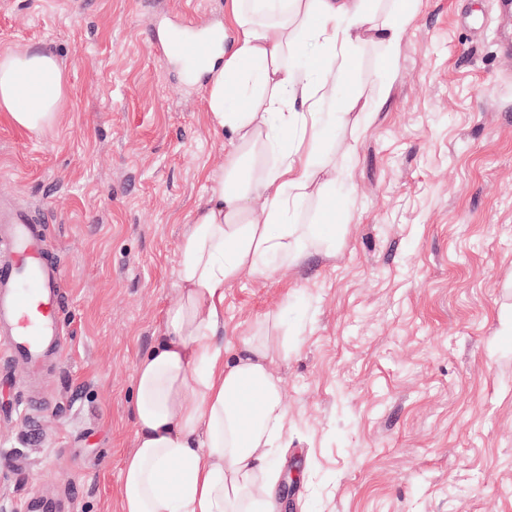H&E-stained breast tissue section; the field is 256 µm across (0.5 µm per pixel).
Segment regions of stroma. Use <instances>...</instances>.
Instances as JSON below:
<instances>
[{"mask_svg": "<svg viewBox=\"0 0 512 512\" xmlns=\"http://www.w3.org/2000/svg\"><path fill=\"white\" fill-rule=\"evenodd\" d=\"M420 0L399 54L347 70L376 112L337 130L336 249L224 290V344L281 315L297 512H512V16ZM225 0H0V50L51 49L70 102L36 135L0 114V209L26 207L64 269L59 360L0 364V512H120L135 365L178 298L174 270L228 140L163 29ZM389 66L386 89L374 81Z\"/></svg>", "mask_w": 512, "mask_h": 512, "instance_id": "obj_1", "label": "stroma"}]
</instances>
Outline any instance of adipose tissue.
<instances>
[{"instance_id":"adipose-tissue-1","label":"adipose tissue","mask_w":512,"mask_h":512,"mask_svg":"<svg viewBox=\"0 0 512 512\" xmlns=\"http://www.w3.org/2000/svg\"><path fill=\"white\" fill-rule=\"evenodd\" d=\"M418 0H227L232 47L215 41L202 68L207 117L228 132L219 171L185 232L179 292L135 367L134 449L120 470L121 512H263L275 505V445L287 434L273 363L287 336L224 349V290L245 276L332 250L304 202L340 173L328 132L348 125L347 59L368 42L397 52ZM66 72L50 50L0 52V112L35 134L59 123Z\"/></svg>"}]
</instances>
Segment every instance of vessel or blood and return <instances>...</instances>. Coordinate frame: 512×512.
<instances>
[{
    "mask_svg": "<svg viewBox=\"0 0 512 512\" xmlns=\"http://www.w3.org/2000/svg\"><path fill=\"white\" fill-rule=\"evenodd\" d=\"M213 38L187 32L168 51L204 63ZM0 359L35 367L64 347L60 261L44 229L18 208L0 213Z\"/></svg>",
    "mask_w": 512,
    "mask_h": 512,
    "instance_id": "vessel-or-blood-1",
    "label": "vessel or blood"
}]
</instances>
